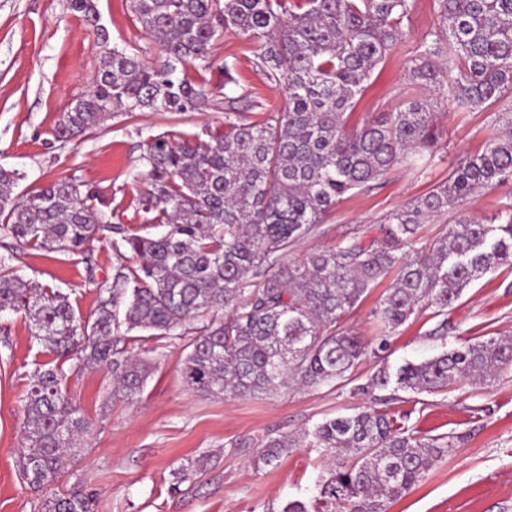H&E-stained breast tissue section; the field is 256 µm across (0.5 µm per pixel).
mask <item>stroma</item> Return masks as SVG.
I'll list each match as a JSON object with an SVG mask.
<instances>
[{
  "instance_id": "stroma-1",
  "label": "stroma",
  "mask_w": 512,
  "mask_h": 512,
  "mask_svg": "<svg viewBox=\"0 0 512 512\" xmlns=\"http://www.w3.org/2000/svg\"><path fill=\"white\" fill-rule=\"evenodd\" d=\"M97 8L109 33L107 46L157 61L158 49L129 0H97ZM436 24L434 0H410L405 36L365 82L346 115L348 126L393 111L411 95L409 61ZM103 49L93 26L69 10L68 0H0V165L17 172L19 195L53 179L73 177L89 184L111 199L113 223L143 235L150 228L137 213L131 188L143 143L164 132L222 126L224 76L187 66L186 78L209 90L199 111L118 115L80 140L57 141L56 122L87 93ZM254 50V43L229 30L212 46L217 60L236 65L235 92L244 98L241 118L247 122L286 95L284 84L269 83L255 67ZM507 108H512L511 94L476 110H439L441 136L422 168L397 167L375 188L351 191L290 249L289 259L330 248L350 229L377 236L386 215L444 181L461 157L482 151ZM510 203L512 183L484 191L424 223L417 244L428 246L463 214L486 222ZM124 262L103 234L78 254L27 251L19 266L24 279L70 293L86 315L100 287L111 283ZM442 320L448 323L444 339L432 334ZM501 334H512V272L503 268L474 281L443 317L430 309L412 316L390 336L387 365L394 370L465 339ZM185 345L179 338L139 334L134 351L149 362L151 372L143 391L131 399L113 394L108 370L68 371V392L92 426L55 492L93 494L95 512H267L290 500L313 503L327 468L322 450L301 447L277 466L264 467L255 462L263 439L299 436L324 418L371 404L372 396L352 394L346 386L284 390L267 398L205 395L183 380ZM50 358L23 314H0V512H39L45 497L23 483L18 450L22 399L36 364ZM394 409L403 414L406 427L426 438L453 437L455 445L388 512H512L511 368L486 388L403 394ZM204 454L211 457L207 469L194 481L176 483L181 464Z\"/></svg>"
}]
</instances>
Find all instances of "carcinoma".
I'll list each match as a JSON object with an SVG mask.
<instances>
[{
	"label": "carcinoma",
	"mask_w": 512,
	"mask_h": 512,
	"mask_svg": "<svg viewBox=\"0 0 512 512\" xmlns=\"http://www.w3.org/2000/svg\"><path fill=\"white\" fill-rule=\"evenodd\" d=\"M151 35L159 61L112 49L100 56L91 90L61 114L55 138L70 142L116 114L195 112L205 87L181 76L190 64L224 73L235 65L211 55L215 39L232 28L253 41L266 78L285 83L282 105L258 121L238 116L241 96L224 95V128L175 132L144 143L143 169L134 174L142 223L159 235L126 234L109 220L110 202L72 178L25 196L14 194L17 173L0 166V311L23 313L32 334L54 355L38 365L23 399L25 448L20 472L33 489L52 485L68 468L89 429L67 395L64 364L107 368L114 391L141 392L150 364L127 350L133 331L169 338L193 334L182 368L192 389L209 395L271 396L294 387L352 385L434 393L487 385L512 363V337L475 340L395 372L382 366L365 384L353 372L371 354L345 326L346 316L384 279L377 314L385 333L419 308L441 315L465 288L501 267L512 271V205L495 224L468 216L446 226L427 250L414 248L426 219L512 182V114L482 152L467 155L410 206L389 215L379 236L347 231L331 248L287 260L290 248L355 189H371L388 171L419 167L440 131L438 97L423 96L350 129L345 114L404 36L409 0H129ZM438 26L416 48L411 84L428 92L452 86L457 109L493 104L512 89V0H435ZM71 11L108 41L96 0H69ZM100 231L117 237L112 250L129 255L83 317L60 288L19 275L26 250L79 252ZM395 394L349 415L325 419L297 439L268 437L258 460L275 466L290 449L310 443L335 457L321 477L315 504L300 500L279 512H387L421 482L439 446L419 438L391 410ZM201 455L175 472L176 484L206 469ZM88 493L52 495L41 512H93Z\"/></svg>",
	"instance_id": "carcinoma-1"
}]
</instances>
